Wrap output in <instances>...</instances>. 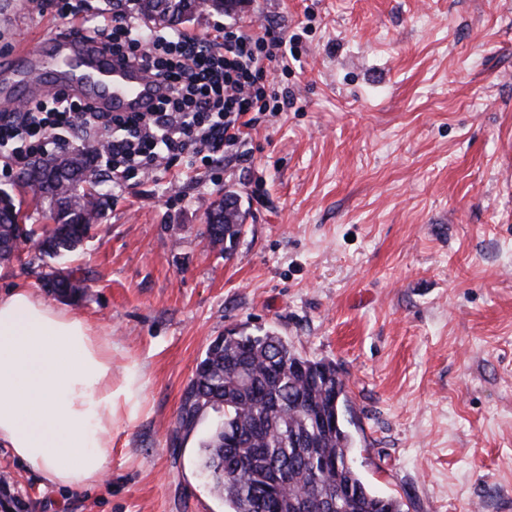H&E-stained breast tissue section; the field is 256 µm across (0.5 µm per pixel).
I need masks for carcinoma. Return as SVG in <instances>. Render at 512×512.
Returning <instances> with one entry per match:
<instances>
[{
  "mask_svg": "<svg viewBox=\"0 0 512 512\" xmlns=\"http://www.w3.org/2000/svg\"><path fill=\"white\" fill-rule=\"evenodd\" d=\"M148 7L169 26L201 13L198 0H148ZM93 166L78 150L56 164L60 171L51 178L46 176L51 166L44 163L28 174V180L39 182L34 192L53 221L43 227L36 246L44 267L75 253L92 227L91 215H101L108 203L85 191ZM19 214L13 197L0 191V262L18 256L19 240L35 235L19 223ZM214 214L221 220L217 229L207 228L210 243L230 252L242 234L243 215L224 209L222 201L207 210L206 218ZM41 281L62 296H86L83 279L52 269ZM310 407L336 419V430H325ZM209 410L219 417L200 444V461L227 512H270L272 489L283 512H322L326 500L330 512H403L398 500L374 493L352 465L350 404L336 365L302 357L277 333L234 332L211 342L185 392L179 429L191 432ZM323 458L338 466L322 468ZM282 467L290 470L291 484L278 488L273 474Z\"/></svg>",
  "mask_w": 512,
  "mask_h": 512,
  "instance_id": "obj_1",
  "label": "carcinoma"
}]
</instances>
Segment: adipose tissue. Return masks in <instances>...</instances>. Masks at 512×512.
Listing matches in <instances>:
<instances>
[{
  "label": "adipose tissue",
  "mask_w": 512,
  "mask_h": 512,
  "mask_svg": "<svg viewBox=\"0 0 512 512\" xmlns=\"http://www.w3.org/2000/svg\"><path fill=\"white\" fill-rule=\"evenodd\" d=\"M134 400L131 384L113 386L112 344L93 322L29 288L0 293V447L44 485H99Z\"/></svg>",
  "instance_id": "1"
}]
</instances>
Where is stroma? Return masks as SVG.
<instances>
[{
  "label": "stroma",
  "instance_id": "35a3bbf8",
  "mask_svg": "<svg viewBox=\"0 0 512 512\" xmlns=\"http://www.w3.org/2000/svg\"><path fill=\"white\" fill-rule=\"evenodd\" d=\"M260 18L301 53L290 104L263 113L203 180L184 163L110 199L82 249L73 309L112 341L137 404L112 430L107 478L42 485L0 447L22 512H224L198 466L215 415L177 416L228 330L277 332L336 365L352 457L403 512H512V0H251L186 21ZM54 9L0 0V61ZM0 168L25 224L47 214ZM238 194L244 232L213 248L206 208Z\"/></svg>",
  "mask_w": 512,
  "mask_h": 512
}]
</instances>
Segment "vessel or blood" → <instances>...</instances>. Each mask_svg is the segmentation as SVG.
Returning <instances> with one entry per match:
<instances>
[{
	"mask_svg": "<svg viewBox=\"0 0 512 512\" xmlns=\"http://www.w3.org/2000/svg\"><path fill=\"white\" fill-rule=\"evenodd\" d=\"M10 68L16 80L12 91L0 95V112L13 111L18 101L41 97L53 88L106 112H141L163 89L162 80L150 72L123 65L111 52L88 45L75 25L54 32L37 47L20 46Z\"/></svg>",
	"mask_w": 512,
	"mask_h": 512,
	"instance_id": "vessel-or-blood-1",
	"label": "vessel or blood"
}]
</instances>
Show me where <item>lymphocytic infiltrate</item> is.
<instances>
[{"mask_svg": "<svg viewBox=\"0 0 512 512\" xmlns=\"http://www.w3.org/2000/svg\"><path fill=\"white\" fill-rule=\"evenodd\" d=\"M59 13L80 21L89 43L124 63L151 70L169 92L146 112H101L50 91L0 112V162L11 165L47 153L48 145L78 141L96 154L101 175L122 193L129 181L158 176L173 160L215 158L242 139L260 112H280L287 90L267 91L266 64L288 65V44L271 30L229 23L200 36L153 29L121 4L90 15L80 0H60Z\"/></svg>", "mask_w": 512, "mask_h": 512, "instance_id": "obj_1", "label": "lymphocytic infiltrate"}]
</instances>
